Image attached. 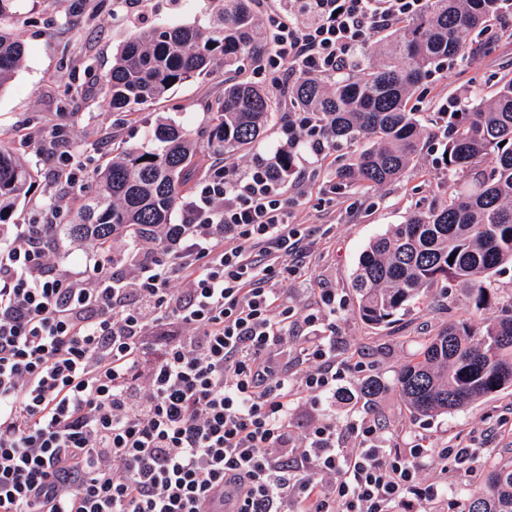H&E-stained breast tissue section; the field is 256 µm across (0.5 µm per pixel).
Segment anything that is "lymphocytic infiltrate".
Wrapping results in <instances>:
<instances>
[{
    "label": "lymphocytic infiltrate",
    "mask_w": 512,
    "mask_h": 512,
    "mask_svg": "<svg viewBox=\"0 0 512 512\" xmlns=\"http://www.w3.org/2000/svg\"><path fill=\"white\" fill-rule=\"evenodd\" d=\"M313 2L303 25L263 17L276 87L351 68L429 4ZM71 244L0 225V512H210L217 494L223 512H464L448 474L478 449L399 448L377 414L337 410L336 291L294 308L307 234L270 166L213 167L182 223L57 272Z\"/></svg>",
    "instance_id": "lymphocytic-infiltrate-1"
}]
</instances>
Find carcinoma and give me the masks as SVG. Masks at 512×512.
Here are the masks:
<instances>
[{
	"label": "carcinoma",
	"instance_id": "1",
	"mask_svg": "<svg viewBox=\"0 0 512 512\" xmlns=\"http://www.w3.org/2000/svg\"><path fill=\"white\" fill-rule=\"evenodd\" d=\"M504 0H430L425 13L368 45L356 68L327 78L298 76L286 89L288 139L297 146L272 162L285 181L297 170L308 138L328 151L346 146L338 185L369 191L399 178L420 156L428 131L412 111V90L443 62L462 58L460 34L485 28ZM257 0H206L207 25H159L139 31L116 53L104 78L115 110L162 100L175 84L215 63L242 71L268 45L256 22ZM25 47L0 27V91L21 68ZM280 102L270 89L245 81L224 84L207 105L214 124L194 137L174 122L157 124L152 147L117 146L97 169L67 236L100 245L116 237L136 243L172 215L191 192L198 158L254 148ZM310 126L294 127L296 114ZM442 166L448 197L373 239L361 253L352 286L359 316L390 324L413 299L440 285L460 290L459 301L479 312L489 305L496 276L512 265V78L489 99L447 113ZM151 159H145V156ZM33 168L0 148V224L9 223L34 182ZM453 262H448L450 256ZM394 387L423 417L464 410L512 387V299L495 316L453 321L428 338L403 366ZM388 389L378 377L361 388L371 400ZM465 512H512V465L494 466L485 490L463 493Z\"/></svg>",
	"mask_w": 512,
	"mask_h": 512
}]
</instances>
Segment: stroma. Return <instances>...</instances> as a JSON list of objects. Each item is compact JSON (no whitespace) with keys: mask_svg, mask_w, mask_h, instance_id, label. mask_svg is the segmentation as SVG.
<instances>
[{"mask_svg":"<svg viewBox=\"0 0 512 512\" xmlns=\"http://www.w3.org/2000/svg\"><path fill=\"white\" fill-rule=\"evenodd\" d=\"M199 0H143L138 12L127 13L119 0H18L0 20L22 41L26 57L9 86L0 91V147L26 159L38 176L18 205V224L68 223L80 191L94 168L107 160L113 143L148 144L151 129L173 121L191 132L206 129L211 115L204 107L224 92L229 74H209L174 85L166 99L141 106L137 117L116 112L106 104L103 80L117 50L140 28L166 23L202 21ZM463 59L442 64L413 94V104L425 124H432L442 103L462 95L490 98L503 76L512 77V32L500 22L464 37ZM286 137L274 124L255 150L202 155L198 178L211 166L245 170L255 155H272ZM70 153L72 166L52 161V154ZM78 178H70L71 167ZM334 162L309 167L304 180L283 181L282 189L295 222L310 231V245L289 287L304 285L292 300L299 312L314 305L317 291L335 289L336 357L364 362V372L346 374L344 384L358 392L364 377L393 382L400 368L412 361L420 343L451 321L471 318L456 290L436 288L413 300L396 322L372 325L356 311L351 286L358 257L367 244L446 195L437 155L424 148L414 166L399 179L379 188L352 193L335 190ZM374 406L398 442L416 438L429 446L458 444L481 451L472 471L448 477L450 495L482 490L491 464H512V388L462 411L432 419L416 418L396 390L375 399Z\"/></svg>","mask_w":512,"mask_h":512,"instance_id":"1","label":"stroma"}]
</instances>
